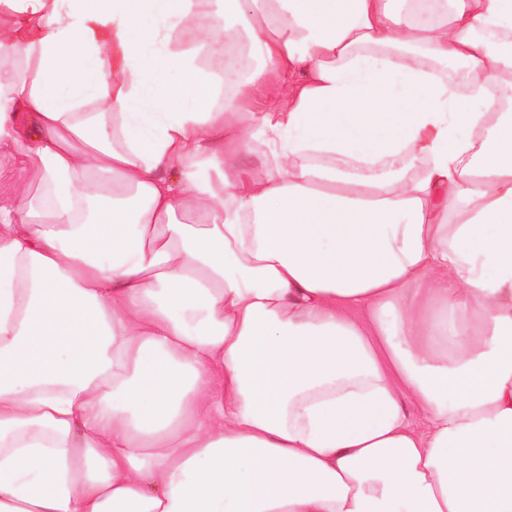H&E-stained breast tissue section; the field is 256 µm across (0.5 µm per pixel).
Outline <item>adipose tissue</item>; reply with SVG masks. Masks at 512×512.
I'll list each match as a JSON object with an SVG mask.
<instances>
[{"label": "adipose tissue", "mask_w": 512, "mask_h": 512, "mask_svg": "<svg viewBox=\"0 0 512 512\" xmlns=\"http://www.w3.org/2000/svg\"><path fill=\"white\" fill-rule=\"evenodd\" d=\"M504 100L512 0H0V512H512Z\"/></svg>", "instance_id": "ef3b65f1"}]
</instances>
